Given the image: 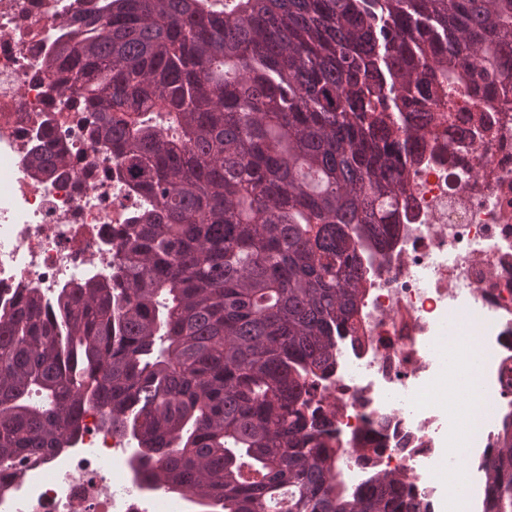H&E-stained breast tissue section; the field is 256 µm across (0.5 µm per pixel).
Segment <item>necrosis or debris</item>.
<instances>
[{
	"mask_svg": "<svg viewBox=\"0 0 512 512\" xmlns=\"http://www.w3.org/2000/svg\"><path fill=\"white\" fill-rule=\"evenodd\" d=\"M78 4L0 0V309L25 288L50 301L81 280L110 277L108 239L133 204L111 151L93 144L85 113L55 110L50 78L34 65L46 30ZM48 128L70 148L67 177H38L28 166ZM406 163L389 243L313 405L339 446L341 475L370 464L404 474L412 512H434L447 420L422 386L461 366L458 358L438 363L433 349L445 322L468 311L478 328L480 384L493 403L467 466L484 512L486 466L502 446L501 417L512 412V97L456 94ZM366 435L380 449L367 461L357 447ZM128 459L127 441L103 425L99 408H87L73 447L0 469V512H183L184 503L141 488Z\"/></svg>",
	"mask_w": 512,
	"mask_h": 512,
	"instance_id": "4bbe7bcc",
	"label": "necrosis or debris"
}]
</instances>
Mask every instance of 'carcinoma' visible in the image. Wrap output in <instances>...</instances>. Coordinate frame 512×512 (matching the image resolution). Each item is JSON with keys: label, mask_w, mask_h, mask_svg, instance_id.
I'll return each mask as SVG.
<instances>
[{"label": "carcinoma", "mask_w": 512, "mask_h": 512, "mask_svg": "<svg viewBox=\"0 0 512 512\" xmlns=\"http://www.w3.org/2000/svg\"><path fill=\"white\" fill-rule=\"evenodd\" d=\"M38 67L93 115L140 201L112 281L0 311V467L72 444L86 407L203 512H410L348 483L305 411L401 196L397 145L445 86L512 91V0H89ZM34 174L67 170L48 133ZM512 512V420L487 465Z\"/></svg>", "instance_id": "obj_1"}]
</instances>
